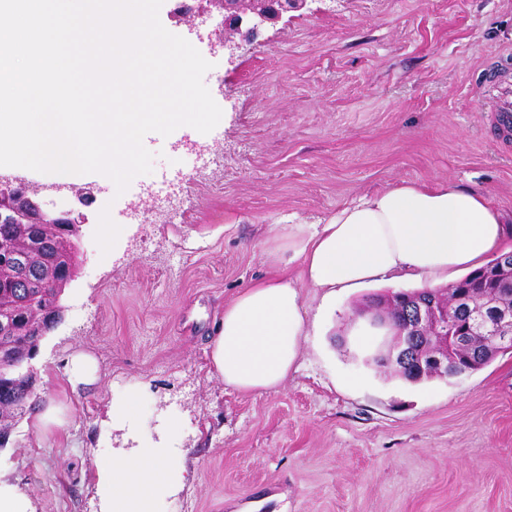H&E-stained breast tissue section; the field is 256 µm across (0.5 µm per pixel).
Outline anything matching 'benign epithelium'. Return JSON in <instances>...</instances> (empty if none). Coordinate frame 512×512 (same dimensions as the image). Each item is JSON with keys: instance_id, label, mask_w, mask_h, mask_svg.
Listing matches in <instances>:
<instances>
[{"instance_id": "benign-epithelium-1", "label": "benign epithelium", "mask_w": 512, "mask_h": 512, "mask_svg": "<svg viewBox=\"0 0 512 512\" xmlns=\"http://www.w3.org/2000/svg\"><path fill=\"white\" fill-rule=\"evenodd\" d=\"M200 12L211 15L215 12L224 16V28L215 33L210 42L211 49L226 50L239 48L235 35L244 24L256 28L267 22H275L288 11L303 8L307 0H224L219 11L212 7L210 0H199ZM84 215L76 208H61L53 201L40 196L39 190L17 179L0 178V224H64L72 247L66 277L57 282L56 288L64 292L77 274V256L80 224ZM406 301L414 302V311L407 318V335L396 337V342L387 349L385 360H405L413 351L417 340H430L429 352L440 366L448 365V302L437 306L431 299L406 294ZM392 302L385 300L377 304L369 319L361 327L371 334L391 325ZM464 333L483 336L493 341L501 350L512 351V310L499 309L486 313L476 307L470 313Z\"/></svg>"}]
</instances>
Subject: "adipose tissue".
I'll list each match as a JSON object with an SVG mask.
<instances>
[{"mask_svg":"<svg viewBox=\"0 0 512 512\" xmlns=\"http://www.w3.org/2000/svg\"><path fill=\"white\" fill-rule=\"evenodd\" d=\"M510 250L505 220L481 191L450 182L400 183L364 194L318 223L289 224L269 242L264 256L273 273L225 304L210 366L238 392L277 389L306 334L300 284L353 288L397 273L452 284ZM288 253L302 263L299 277L288 274ZM169 465L160 448L98 461L101 512H153Z\"/></svg>","mask_w":512,"mask_h":512,"instance_id":"1","label":"adipose tissue"}]
</instances>
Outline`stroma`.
I'll return each mask as SVG.
<instances>
[{"label": "stroma", "instance_id": "obj_1", "mask_svg": "<svg viewBox=\"0 0 512 512\" xmlns=\"http://www.w3.org/2000/svg\"><path fill=\"white\" fill-rule=\"evenodd\" d=\"M162 25L212 67L223 115L147 134L151 173L123 194L78 174L80 270L61 322L33 364L40 407L66 408L41 430L37 410L0 451V483L34 512H100L99 459L174 448L171 488L154 512H512V353L451 379L410 383L365 365L348 343L363 299L423 287L410 275L360 288H299L308 334L278 389L242 394L208 366L225 303L271 270L267 240L401 182L454 181L512 216V134L479 101L512 81V0H307L211 53L170 12ZM122 227L101 254L98 215ZM93 354L101 379L71 390L65 360ZM131 420L106 423L129 396Z\"/></svg>", "mask_w": 512, "mask_h": 512}]
</instances>
